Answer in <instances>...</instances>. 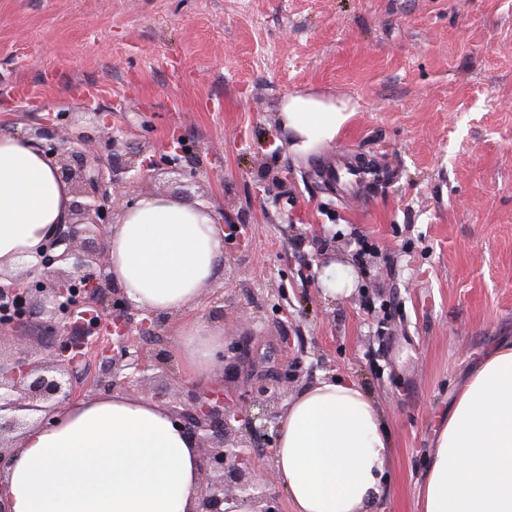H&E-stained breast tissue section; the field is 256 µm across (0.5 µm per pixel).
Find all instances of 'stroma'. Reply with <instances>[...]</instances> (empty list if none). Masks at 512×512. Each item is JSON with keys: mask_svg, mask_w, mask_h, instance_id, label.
I'll use <instances>...</instances> for the list:
<instances>
[{"mask_svg": "<svg viewBox=\"0 0 512 512\" xmlns=\"http://www.w3.org/2000/svg\"><path fill=\"white\" fill-rule=\"evenodd\" d=\"M296 95L345 114L332 140L293 149ZM91 111L188 173L131 199L186 188L242 228L142 353L176 357L190 317L250 352L215 369L226 396L349 377L392 434L377 512H421L449 404L512 339V0H0V128ZM339 153L383 180L337 197L322 165ZM330 268L353 276L334 298Z\"/></svg>", "mask_w": 512, "mask_h": 512, "instance_id": "35a3bbf8", "label": "stroma"}]
</instances>
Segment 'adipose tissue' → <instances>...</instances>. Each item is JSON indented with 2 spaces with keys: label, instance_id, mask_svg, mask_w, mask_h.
Here are the masks:
<instances>
[{
  "label": "adipose tissue",
  "instance_id": "obj_1",
  "mask_svg": "<svg viewBox=\"0 0 512 512\" xmlns=\"http://www.w3.org/2000/svg\"><path fill=\"white\" fill-rule=\"evenodd\" d=\"M335 105L289 98L281 112L297 149L333 139ZM69 188L34 140L0 133V270L36 262L64 221ZM107 268L138 306L180 313L199 299L223 253L215 212L162 196L137 201L108 225ZM223 329L182 323L186 377L208 381ZM392 439L383 411L353 380L325 378L289 403L275 466L291 512H373L386 491ZM199 452L167 411L122 394L78 400L17 444L0 493L11 512H192ZM422 512H512V342L493 347L460 388L428 455Z\"/></svg>",
  "mask_w": 512,
  "mask_h": 512
}]
</instances>
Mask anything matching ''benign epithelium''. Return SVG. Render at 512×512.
Segmentation results:
<instances>
[{
    "label": "benign epithelium",
    "mask_w": 512,
    "mask_h": 512,
    "mask_svg": "<svg viewBox=\"0 0 512 512\" xmlns=\"http://www.w3.org/2000/svg\"><path fill=\"white\" fill-rule=\"evenodd\" d=\"M88 122L106 132L107 156L93 152L96 137L88 131L70 137L67 147L57 144L59 124L52 118L41 120L32 134L70 187L72 201L36 264L17 278L0 275V295L15 299L22 308L20 317L1 320L0 329L26 331L35 324L50 349L49 360L38 361L20 336L12 361L0 364V442L33 423L53 424L55 413L75 400L74 370L99 333L117 336L116 343L99 349L107 386L134 381L129 369H171L165 354L146 360L131 351L127 336H158L171 315L136 307L106 273L104 230L114 223V215L128 208L134 172L161 165L171 173L183 170L174 160L159 163L142 158L139 151L121 153L124 141L119 132L102 125L101 113H88ZM117 349L129 357L127 364H117ZM260 393L259 399L234 404L225 399L222 385L200 394L155 392L172 421L197 442L200 484L195 512H279L277 498L259 490L261 475L250 453L260 442L275 452L282 415L278 397L265 389Z\"/></svg>",
    "instance_id": "obj_1"
}]
</instances>
